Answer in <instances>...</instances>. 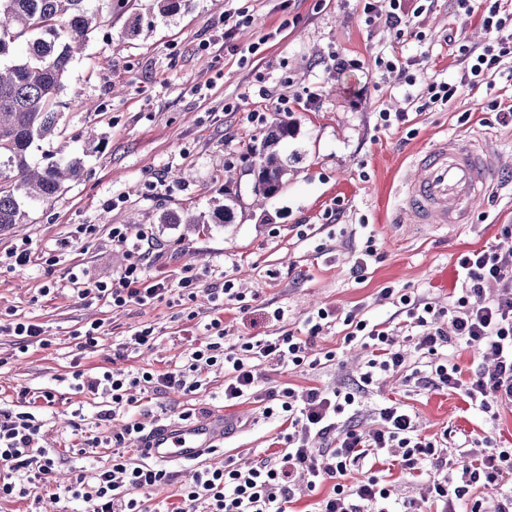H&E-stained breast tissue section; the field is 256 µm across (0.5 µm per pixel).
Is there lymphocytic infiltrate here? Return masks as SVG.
Listing matches in <instances>:
<instances>
[{
  "label": "lymphocytic infiltrate",
  "mask_w": 512,
  "mask_h": 512,
  "mask_svg": "<svg viewBox=\"0 0 512 512\" xmlns=\"http://www.w3.org/2000/svg\"><path fill=\"white\" fill-rule=\"evenodd\" d=\"M458 3L465 14L481 12L487 39L476 50L462 44L457 31L445 35V43L462 55L463 67L454 80L426 82L423 91L412 96V103L425 109L451 104L464 90L479 87L504 57L512 56V13H502L493 0ZM111 235L113 245L125 253V265L108 282L91 283L84 275L69 273V287L78 299L123 308L149 305L169 296L189 303L203 294L210 305V318L198 328L194 325L197 311L187 312L188 332L199 329L203 336L191 343L181 366L164 372L106 370L95 375L74 370L75 393L102 401L96 414L98 424L115 420L145 393L158 395L170 389L195 393L210 371L220 369L224 372L225 406L254 400L263 404L266 416L277 418L287 430L281 437V448L270 455L243 467L228 463L199 469L190 483L177 485V505L164 502L152 507L140 499V490L175 483L171 472L140 462L135 449L129 448V440L144 436V424L131 419L121 431L106 437L82 435V452L92 453L103 446L112 450L110 466L89 479L77 476L64 489L71 498L86 503L88 512H291L301 492L316 491L325 483L330 490L316 502L314 512H413L410 500L391 508L392 491L378 477L352 479V472L382 457L408 472H425L439 512H458L462 506L468 512H512V495L498 490L500 480L512 475V448L481 453L453 478L446 473L447 435L422 436L411 413L400 405L380 408L378 427L367 435L345 420L346 415L359 412L356 393L338 388H264L258 382L256 369L261 364L279 368L309 365L314 339L338 320L346 328L344 343L359 345L367 352L366 370L360 376L362 386H369L378 375L403 373L406 354L389 326L370 322L357 310L341 318L335 310L322 307L307 317L306 335L286 332L265 340L245 338L228 347L224 344V308L245 301L233 280L207 284L187 266L177 283H169L151 272L155 250L152 233H133L126 225L116 224ZM458 264L464 280L449 307L405 293L397 296L389 288L384 294L396 296L407 318L406 327L414 333V350L428 361L426 384L458 392L469 405L490 413L512 405V253L494 248L473 250L462 254ZM491 283L497 285L499 293L488 299L484 292ZM474 296L480 297V304H471ZM445 316L451 319L453 334H446L438 325ZM456 340L492 358L490 366L479 368L466 382L446 353ZM54 402L53 391L34 396L22 390L11 406H0V499L24 496L30 488L51 483L61 455L57 449L41 445V425L34 408ZM478 486L483 487V495L475 494Z\"/></svg>",
  "instance_id": "obj_1"
}]
</instances>
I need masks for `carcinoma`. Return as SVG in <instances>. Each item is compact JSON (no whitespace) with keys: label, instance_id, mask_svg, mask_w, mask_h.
I'll return each mask as SVG.
<instances>
[{"label":"carcinoma","instance_id":"obj_1","mask_svg":"<svg viewBox=\"0 0 512 512\" xmlns=\"http://www.w3.org/2000/svg\"><path fill=\"white\" fill-rule=\"evenodd\" d=\"M93 0H0V58L25 43L21 56L0 66V230L22 224L35 204H50L66 182L83 175L79 157L36 166L28 161L32 145L59 133L62 77L83 36L101 23ZM296 125L281 119L254 158V195L268 199L281 192L288 157L281 143L295 136Z\"/></svg>","mask_w":512,"mask_h":512}]
</instances>
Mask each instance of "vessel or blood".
Returning <instances> with one entry per match:
<instances>
[{"instance_id": "vessel-or-blood-1", "label": "vessel or blood", "mask_w": 512, "mask_h": 512, "mask_svg": "<svg viewBox=\"0 0 512 512\" xmlns=\"http://www.w3.org/2000/svg\"><path fill=\"white\" fill-rule=\"evenodd\" d=\"M415 173L403 182L398 221L430 229H448L467 223L473 204L490 185L505 175L491 148L457 140H442L413 162ZM223 419L152 429L142 443L143 457L154 463H192L209 455L224 440Z\"/></svg>"}]
</instances>
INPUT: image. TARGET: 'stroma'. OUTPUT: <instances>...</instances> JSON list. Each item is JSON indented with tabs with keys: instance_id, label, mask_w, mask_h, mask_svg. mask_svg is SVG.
I'll return each mask as SVG.
<instances>
[{
	"instance_id": "35a3bbf8",
	"label": "stroma",
	"mask_w": 512,
	"mask_h": 512,
	"mask_svg": "<svg viewBox=\"0 0 512 512\" xmlns=\"http://www.w3.org/2000/svg\"><path fill=\"white\" fill-rule=\"evenodd\" d=\"M363 7L364 0H189L162 13L154 0H127L124 10L105 15L102 27L84 37L82 52L62 78V133L30 151L31 161L40 164L55 153L80 157L84 174L53 203L31 208L26 223L0 230V252L19 245L31 251L26 267L0 266V313L40 323L50 342L21 354L15 337L0 335V400L23 388L54 390L56 403L43 411L41 433L45 446L63 459L49 485L0 499V512H83L84 503L64 496L63 488L73 471L91 476L110 462L111 449L83 455L76 450V416H83L87 430L98 410L95 400L70 388L77 330L95 320L102 324L98 347L82 361L94 372L167 370L181 364L189 347L180 306H89L69 290L72 267L85 269L94 282L111 280L123 265V254L112 248L113 225L134 232L151 228L169 281H177L187 265L208 284L233 280L249 308L227 306L228 345L243 336L304 335L308 312L321 306L342 314L361 310L364 318L406 336L405 317L382 288L444 307L461 285V254L512 248V238L499 234L501 225L512 224V186H493L469 223L446 234L394 221L399 181L410 175L414 155L444 138H481L512 171V125H501L495 113L481 108L491 98L512 107V83L505 76L489 75L452 104L417 112L397 72L374 64L378 57L398 58L420 89L433 78L454 79L461 59L443 37L453 26L469 46L481 47L486 34L480 13L464 14L457 0H427L419 18L423 38L399 39L383 17L365 19ZM240 8L249 11L250 23L225 36L226 16ZM135 14L143 16V29L129 39L124 30ZM336 54L351 60V67L336 70ZM310 91L316 102L287 115L297 125L285 147L287 183L278 196L256 203L247 146L277 119L278 98ZM382 109L408 111L410 121L383 126ZM228 193L235 199L233 223H181L185 213H210ZM80 224L85 230L79 235ZM371 235L379 257L354 271ZM46 286L52 292L44 297L40 290ZM277 308L285 312L278 322L270 317ZM145 324L155 327L156 346L116 355L114 343ZM343 336L338 323L314 340V352L335 351L333 365L266 366L262 385L355 386L366 353L343 347ZM223 389L224 374L214 371L198 394L152 395L134 414L170 424L202 402L228 422L225 460L243 464L262 451H276L279 421L250 400L224 406L218 398ZM361 401L359 430L375 427L378 409L396 402L412 412L423 435L448 433L452 473L489 442L512 446V406L493 417L470 409L454 392L414 385L401 374L375 381ZM374 470L395 498L417 501L418 512H428L425 480L386 463Z\"/></svg>"
}]
</instances>
